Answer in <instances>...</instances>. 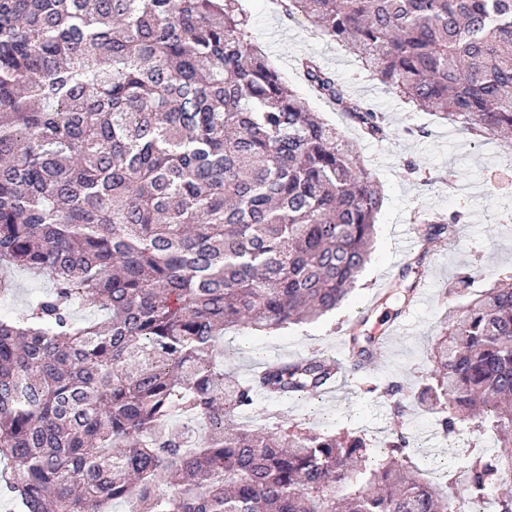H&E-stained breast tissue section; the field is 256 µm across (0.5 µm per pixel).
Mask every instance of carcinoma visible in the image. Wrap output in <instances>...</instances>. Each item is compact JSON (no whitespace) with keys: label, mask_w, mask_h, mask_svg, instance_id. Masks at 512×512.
I'll return each instance as SVG.
<instances>
[{"label":"carcinoma","mask_w":512,"mask_h":512,"mask_svg":"<svg viewBox=\"0 0 512 512\" xmlns=\"http://www.w3.org/2000/svg\"><path fill=\"white\" fill-rule=\"evenodd\" d=\"M412 108L512 133V0H280ZM305 82L383 138L312 57ZM382 205L335 125L253 45L240 0H0V268L52 289L0 317V460L26 512H453L400 439L250 424L257 395L313 399L333 359L224 373V331L310 323L348 296ZM439 216L399 270L408 304ZM104 311L74 318L75 304ZM360 319L356 361L378 348ZM415 394L445 434L493 438L460 471L512 512V281L472 296ZM177 485L159 491L162 482Z\"/></svg>","instance_id":"carcinoma-1"}]
</instances>
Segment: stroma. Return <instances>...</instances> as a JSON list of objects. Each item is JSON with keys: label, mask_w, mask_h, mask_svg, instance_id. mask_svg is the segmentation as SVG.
<instances>
[{"label": "stroma", "mask_w": 512, "mask_h": 512, "mask_svg": "<svg viewBox=\"0 0 512 512\" xmlns=\"http://www.w3.org/2000/svg\"><path fill=\"white\" fill-rule=\"evenodd\" d=\"M252 19V37L268 62L298 91L308 106L357 144L381 189L370 259L348 301L317 322L292 325L275 334L228 330L224 335V367L244 378L259 363L284 353L303 357L317 350L336 353L350 321L365 312L367 329L379 335L392 318L404 315L408 324L372 361L371 376L345 379L342 393L311 401L270 402L259 397L256 421L271 417L288 426L323 428L335 433L365 436L376 449L406 436L415 462L427 477H444L456 470L467 449L483 442L462 430L448 443L435 415L411 402L430 368L428 356L435 336L475 291L492 287L512 274V149L448 125L426 112L411 110L394 92L372 80L344 47L314 36L303 18H286L278 0H242ZM303 56L316 58L350 94L370 99L383 112L389 133L381 139L359 135L334 107L315 95L296 68ZM466 215L454 235L436 242L427 258V295L410 307L389 301L376 303L382 287L397 276L403 260L400 233L421 224L425 214ZM12 290L0 298V315L15 316L46 294L48 280L21 268L11 269ZM399 381L409 403L396 411L392 400L375 392L377 384Z\"/></svg>", "instance_id": "1"}]
</instances>
